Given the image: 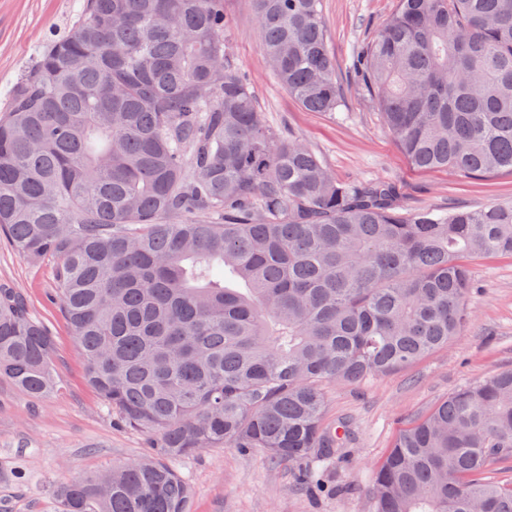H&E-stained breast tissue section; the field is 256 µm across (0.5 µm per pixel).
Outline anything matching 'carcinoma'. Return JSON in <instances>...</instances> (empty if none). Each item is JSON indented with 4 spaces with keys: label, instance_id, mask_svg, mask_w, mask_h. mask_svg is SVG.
Segmentation results:
<instances>
[{
    "label": "carcinoma",
    "instance_id": "cac0c4a2",
    "mask_svg": "<svg viewBox=\"0 0 512 512\" xmlns=\"http://www.w3.org/2000/svg\"><path fill=\"white\" fill-rule=\"evenodd\" d=\"M263 57L309 112L341 92L321 0H251ZM418 168L512 171V0H398L356 55ZM0 237L56 261L99 402L154 452L54 488L64 512H191L172 462L205 448L342 457L326 385L386 374L466 324V259L512 256V204L407 210L344 183L258 112L224 0H84L0 108ZM56 338L0 290V379L57 382ZM512 369L448 395L378 468L375 512H512ZM298 477L321 495L323 471Z\"/></svg>",
    "mask_w": 512,
    "mask_h": 512
}]
</instances>
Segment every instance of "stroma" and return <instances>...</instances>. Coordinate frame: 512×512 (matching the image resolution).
Wrapping results in <instances>:
<instances>
[{"label":"stroma","mask_w":512,"mask_h":512,"mask_svg":"<svg viewBox=\"0 0 512 512\" xmlns=\"http://www.w3.org/2000/svg\"><path fill=\"white\" fill-rule=\"evenodd\" d=\"M82 0H0V105L40 49L68 31ZM397 0H323L337 62L344 120L309 112L267 68L249 0H224V41L249 74L264 119L303 139L336 179L395 183L408 210L512 203V173L463 180L412 165L387 130L354 56L392 16ZM476 287L467 325L448 346L409 368L327 389L326 422L346 423V460L329 473L335 493L308 494L288 461L261 448H210L175 462L193 490V512H374V475L399 433L454 390L512 369V257L470 260ZM55 263L33 264L0 243V288L21 292L30 314L54 334L57 390L33 397L0 381V512H59L55 486L147 455L146 442L100 405L84 381V360L54 299Z\"/></svg>","instance_id":"35a3bbf8"}]
</instances>
